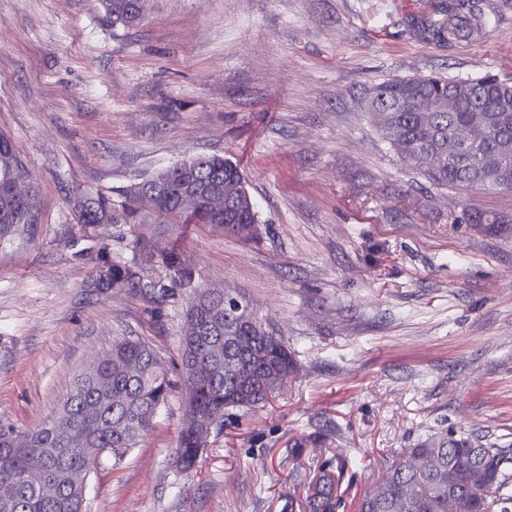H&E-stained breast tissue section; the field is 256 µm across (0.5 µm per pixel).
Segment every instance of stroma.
I'll return each mask as SVG.
<instances>
[{
    "instance_id": "1",
    "label": "stroma",
    "mask_w": 512,
    "mask_h": 512,
    "mask_svg": "<svg viewBox=\"0 0 512 512\" xmlns=\"http://www.w3.org/2000/svg\"><path fill=\"white\" fill-rule=\"evenodd\" d=\"M447 2L145 0L138 25L115 27L100 0H0V132L40 209L0 240V429L44 423L121 336L177 378L199 287L246 296L299 366L269 404L226 410L188 474L173 389L137 448L88 472V512H307L340 456L338 512H357L385 460L427 435L512 448V234L452 221L512 215V192L431 185L367 111L393 78L512 84V0H480V32L443 43L427 27ZM214 154L243 171L257 237L183 225L152 244L182 253L192 287L100 294L95 247L131 261L133 232H85L77 198Z\"/></svg>"
}]
</instances>
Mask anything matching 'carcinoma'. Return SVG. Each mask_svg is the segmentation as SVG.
<instances>
[{"label": "carcinoma", "instance_id": "cac0c4a2", "mask_svg": "<svg viewBox=\"0 0 512 512\" xmlns=\"http://www.w3.org/2000/svg\"><path fill=\"white\" fill-rule=\"evenodd\" d=\"M112 24L132 26L143 16V0H101ZM448 18L429 25V33L439 42L467 38L481 27V12L474 0H451ZM465 86L466 102L452 111L441 108L448 97ZM501 97L512 100V85L492 75L467 80L442 77H403L376 84L370 91L368 112L384 139L395 151L399 162L422 171L439 187L466 188L480 179L494 190L512 191V112H489L487 108ZM438 106L421 111L423 101ZM461 128L473 133V141L448 151V140ZM439 155L434 166L427 165L431 155ZM494 154L497 166L486 169L484 157ZM197 168L199 181L228 192L237 201L233 216L226 217L200 209L188 213L179 209L185 191L178 164L151 178L164 181L153 205L140 204L137 190L130 185L114 200L102 193L78 202L75 219L83 226L94 224H130L137 230L134 247L147 260L159 257L166 268L170 287L186 288L193 279L192 269L181 253L174 250L155 254L149 248L151 234L178 232L182 224H202L219 229L224 236L250 241L258 232V219L245 180L237 164L221 157H190L182 164ZM27 172L11 140L0 134V236L19 227L39 223L35 193L26 185ZM455 224H473L484 231L501 233L512 230V218L504 213L465 211ZM99 274L96 288L148 294L155 285L147 280L136 262L112 260L107 247H98ZM200 313L217 311L221 329L207 334L195 352L190 342L181 341V385L197 380L196 410L203 415L224 416L229 407H255L273 399L294 377L298 367L294 352L282 338L265 335L253 323L265 325L256 309L248 317L223 300L209 298L208 289L199 290L188 309ZM237 336L262 356L242 358L250 385L240 390L224 381L216 372L207 345L224 341V331ZM109 359L94 375L78 374L73 379L59 409L60 428L51 432L37 427L26 433L30 447L13 448L14 434L0 432V482L14 485L11 504L0 502V512H78L67 486L69 475L88 472L97 458L110 453L116 460L138 446L154 428L157 413L172 387L167 370L155 351L138 338L123 336L112 342ZM199 443L192 430L181 431L175 455L182 461L181 471L192 469L199 455ZM44 453L46 478L58 484L57 497L42 498L37 487L25 481L28 455ZM350 466L346 458L336 460V469H320L307 500L308 512H337L341 506L340 488ZM512 448H498L470 437L448 433L433 434L417 441L393 456L376 481L371 494L363 495L359 512H494L500 506L507 512L512 503Z\"/></svg>", "mask_w": 512, "mask_h": 512}]
</instances>
